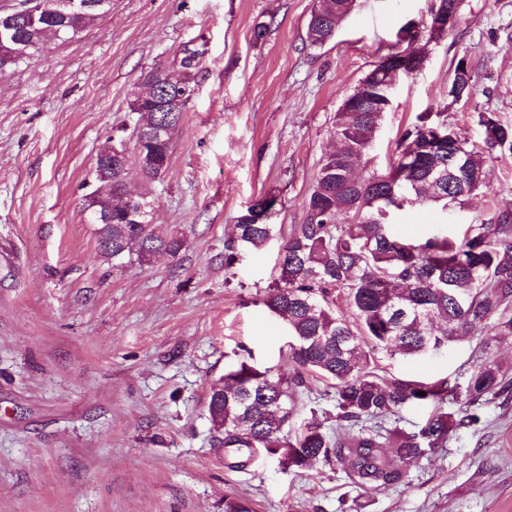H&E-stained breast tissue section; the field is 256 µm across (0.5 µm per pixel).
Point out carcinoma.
<instances>
[{"label":"carcinoma","instance_id":"obj_1","mask_svg":"<svg viewBox=\"0 0 512 512\" xmlns=\"http://www.w3.org/2000/svg\"><path fill=\"white\" fill-rule=\"evenodd\" d=\"M357 0H317L310 14L307 40L321 46L335 35L334 21L350 15ZM55 25L49 13L31 27L20 20L15 29L17 59L32 55L28 46L43 29ZM472 74L454 68L448 94L470 95ZM191 97L171 118L172 131L155 144L133 127L134 150L145 148L159 162L170 160ZM385 111L372 100L355 112L336 113V149L324 156L305 200L306 219L279 248L278 277L262 300L284 323L289 374H274L241 356L224 372V384L207 403L213 430L222 435L227 453L249 458L258 451L272 456L285 470L303 469L313 461L336 463L364 483L378 488L401 484L416 459L448 445L455 430L479 422L478 411L489 399L512 393V377L484 360L465 386L448 378L429 382L375 372V356L419 357L439 352L476 329L512 337V216L497 222L470 224L460 238L438 228L417 240L395 235L390 211L404 202L438 203L443 210L463 206L485 188L483 152L468 146L448 127L444 112L422 113L396 143L395 157L382 172L367 168ZM488 150H512V126L494 112L479 113ZM448 133V151L424 148L427 134ZM274 196L255 199L237 218L236 237L225 246L224 266L243 250L258 249L275 237L271 217L259 220L255 210ZM101 254L121 260L136 249L138 260L159 254L175 256L177 237L159 238L141 224H100ZM344 292L353 320L336 312L335 293ZM315 375L333 390L336 430L312 416L293 427L294 389ZM423 395H418V392ZM458 410L448 411V405ZM429 405L431 414L415 431L368 429L401 411Z\"/></svg>","mask_w":512,"mask_h":512}]
</instances>
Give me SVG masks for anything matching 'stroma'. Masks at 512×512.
Segmentation results:
<instances>
[{"instance_id":"stroma-1","label":"stroma","mask_w":512,"mask_h":512,"mask_svg":"<svg viewBox=\"0 0 512 512\" xmlns=\"http://www.w3.org/2000/svg\"><path fill=\"white\" fill-rule=\"evenodd\" d=\"M315 0H112L75 40L0 69V512H512V396L481 408L477 425L416 460L406 484L352 483L319 462L286 470L259 458L230 468L207 397L240 348L262 367L285 365L289 336L261 300L278 239L304 223V200L335 142L336 112L409 21L434 0H357L335 36L307 41ZM265 39L252 38L257 23ZM193 59L196 93L160 181L131 176L153 203L152 229L182 241L150 262L103 257L83 210L95 161L128 140L127 101L144 71L180 72ZM469 101L448 99L459 59ZM446 111L480 143L479 115L512 125V0H459L452 30L427 47L414 78L398 79L370 168L422 112ZM487 187L464 208L404 206L396 231L478 224L512 214V151L485 154ZM277 196V240L224 265L239 215ZM479 336L418 358L377 356L379 375L465 382ZM296 418L335 426L327 383L295 394Z\"/></svg>"}]
</instances>
